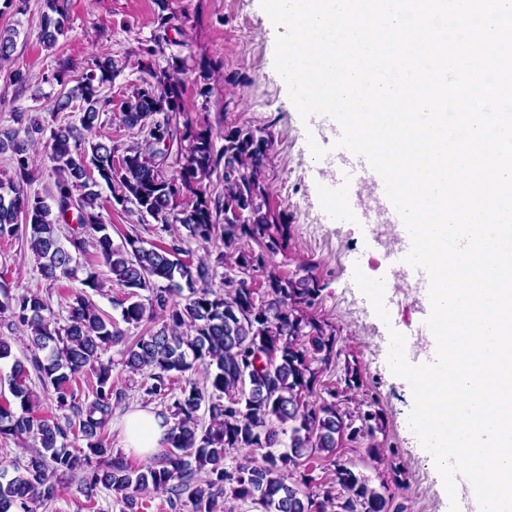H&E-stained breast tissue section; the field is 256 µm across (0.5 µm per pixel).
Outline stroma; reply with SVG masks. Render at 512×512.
<instances>
[{
  "mask_svg": "<svg viewBox=\"0 0 512 512\" xmlns=\"http://www.w3.org/2000/svg\"><path fill=\"white\" fill-rule=\"evenodd\" d=\"M165 11L174 15V28H161L158 17ZM68 14L70 31L47 49L40 40L41 0H29L22 14L9 9L0 13V29L14 27L19 32L14 67L27 80L21 89L0 79V130L13 127V116L21 111L44 118L49 129L79 119L76 109L55 116L48 111L62 87L46 77L59 61H69L77 75L92 54L105 52L117 60L121 70L103 90L111 110L117 112L143 77L135 56L140 44H160V52L150 61L157 71L166 69L172 56L184 58L188 72L182 99L189 118L208 119L218 136L228 121L267 130L272 136L266 188L271 205L285 212L291 224L288 248L272 262L283 274L313 266L323 291L312 313L335 328L340 353L323 371L321 382L339 386L345 364L355 365L361 385L349 392L341 408L351 413L368 405L381 417L372 443L376 454L367 455L366 441L346 440L338 450L340 458L355 464L372 486L389 484L393 512H450L433 457L408 424L410 386L387 364L394 330L406 337L408 361H417L427 331V311L414 287L397 280L394 250L379 241V232L389 226L374 201L375 185L358 175L347 196L337 195L340 172L334 166L333 142L326 137L320 116L301 119L276 73L278 31L260 0H68ZM204 85L211 89L205 97L200 94ZM37 90L43 93L38 101L32 98ZM111 199L110 190L102 189L101 214L112 226L114 244H121L128 234L141 236L145 244H157L182 231L177 224L161 231L153 219H141L133 209H122ZM80 263L76 277L52 283L41 277L25 241L0 238V282L8 284L11 292L42 295L62 321L71 295L83 291L105 314L119 319L116 301L122 291L113 285L108 268L92 251ZM357 266L367 276L384 278L389 322L376 316L357 288L353 280ZM90 271L96 273L100 287L87 291L81 280ZM122 350L118 344L105 353L112 362L113 381L126 393L105 428L118 453H125L119 420L124 411L142 404L138 382L122 363Z\"/></svg>",
  "mask_w": 512,
  "mask_h": 512,
  "instance_id": "1",
  "label": "stroma"
}]
</instances>
